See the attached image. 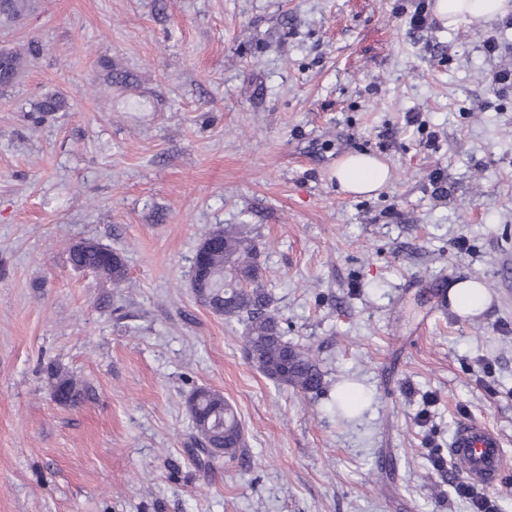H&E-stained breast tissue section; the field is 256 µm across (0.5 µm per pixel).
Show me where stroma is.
<instances>
[{"mask_svg": "<svg viewBox=\"0 0 512 512\" xmlns=\"http://www.w3.org/2000/svg\"><path fill=\"white\" fill-rule=\"evenodd\" d=\"M434 3L28 0L0 20L23 62L0 87V512H470L433 465L465 420L500 435L512 512V88L489 82L512 27L446 28ZM362 152L391 182L343 195L336 163ZM225 224L257 242L319 392L267 379L196 302V249ZM85 239L124 287L72 268ZM469 278L490 304L461 317L446 291ZM350 384L366 401L342 418ZM198 387L245 433L208 468ZM49 378L52 380L54 396L61 389L67 392V398L59 402L69 405H75L80 402L83 396V389L79 387L77 380L73 376L56 369L49 372Z\"/></svg>", "mask_w": 512, "mask_h": 512, "instance_id": "35a3bbf8", "label": "stroma"}]
</instances>
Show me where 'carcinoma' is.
Instances as JSON below:
<instances>
[{
  "label": "carcinoma",
  "instance_id": "obj_1",
  "mask_svg": "<svg viewBox=\"0 0 512 512\" xmlns=\"http://www.w3.org/2000/svg\"><path fill=\"white\" fill-rule=\"evenodd\" d=\"M27 0H0V16L8 20L25 12ZM19 57L0 52V86L11 85L18 76ZM64 107L56 94L45 96L35 111L48 115ZM213 234L220 240L207 254V274L191 280L193 293L213 314L237 319L244 325L242 338L252 365L267 379L298 392H310L322 385L323 374L310 349L294 344L284 336L272 310V296L266 289L263 266L258 261L255 242L233 226H217ZM106 246L86 240L73 246L71 265L91 271L119 288L126 279L125 264L116 252L105 254ZM53 391L67 392L63 403L75 405L83 389L77 380L58 369L49 372ZM193 435V456L197 464L210 467L226 455L236 456L244 447L241 423L224 395L206 387L195 389L186 400Z\"/></svg>",
  "mask_w": 512,
  "mask_h": 512
}]
</instances>
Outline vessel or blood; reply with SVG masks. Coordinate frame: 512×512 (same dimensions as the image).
<instances>
[{
    "label": "vessel or blood",
    "instance_id": "obj_1",
    "mask_svg": "<svg viewBox=\"0 0 512 512\" xmlns=\"http://www.w3.org/2000/svg\"><path fill=\"white\" fill-rule=\"evenodd\" d=\"M450 455L456 473L484 489L494 487L505 469L506 456L500 437L478 421L459 424Z\"/></svg>",
    "mask_w": 512,
    "mask_h": 512
}]
</instances>
